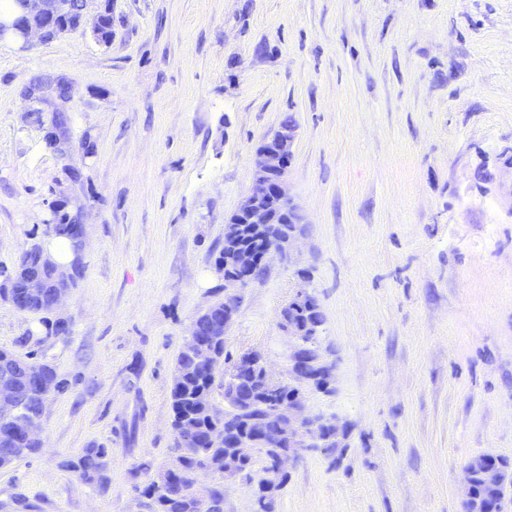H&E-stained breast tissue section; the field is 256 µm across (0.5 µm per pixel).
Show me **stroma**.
<instances>
[{"mask_svg":"<svg viewBox=\"0 0 512 512\" xmlns=\"http://www.w3.org/2000/svg\"><path fill=\"white\" fill-rule=\"evenodd\" d=\"M40 73L78 90L79 182L26 121ZM288 114L307 234L242 290L226 350L284 373L305 270L336 364L307 404L349 437L290 464L276 512H463L466 465L512 461V0H112L109 44L0 43V289L57 199L82 200L94 243L65 335L0 296V349L64 382L41 450L0 468V512H144L135 468L171 463L175 356L224 296V226ZM92 445L104 492L61 466Z\"/></svg>","mask_w":512,"mask_h":512,"instance_id":"35a3bbf8","label":"stroma"}]
</instances>
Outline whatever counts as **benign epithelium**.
<instances>
[{
  "label": "benign epithelium",
  "instance_id": "1",
  "mask_svg": "<svg viewBox=\"0 0 512 512\" xmlns=\"http://www.w3.org/2000/svg\"><path fill=\"white\" fill-rule=\"evenodd\" d=\"M47 0H14V12L0 15V42H11L21 50L30 49L35 42L44 41L48 24L45 3ZM59 10L52 16L59 19L61 27L68 29V20L76 24L75 30L84 29L88 12L87 0H58ZM76 94L74 83L64 75L40 74L33 77L23 90V97L30 102L27 114L35 112H68L69 103ZM71 124L53 127L47 135L55 142L57 156L67 160L75 150L70 135ZM296 136V124L290 122L279 126L274 134L257 150L253 187L238 211L229 219L231 224H275L280 215L287 214L296 224L306 223L305 216L293 202L285 188V177L292 157ZM75 208L76 259H81L85 224L84 205L79 199H69ZM298 233L288 241L258 250L238 239L224 240V251L233 257L230 266L220 265L216 270L224 278V312L212 325L210 336L216 338L226 334L234 322L239 297L234 288H244L253 282L256 268L267 269V262L277 256L284 261L290 257L293 246L300 240ZM73 270L57 269L53 288L52 309H58L65 301L74 277ZM46 288L44 280L35 274L28 276L20 299L35 296ZM322 315L315 294L305 285L296 289L293 298L281 311L280 327L288 333L290 344L287 354L285 377H276L269 368L264 354L258 350L243 353L238 364L224 370V421H231L236 428L215 433L212 439L224 443V471L217 473L207 467L197 473L219 481L221 484L242 479L243 465L252 457L266 460L261 470L259 487L262 495L257 497L256 512H274V499L268 494L286 476L288 463L304 453L316 452L320 448L339 447L344 437V428L334 418L310 411L306 405L305 391L314 388L320 392L333 390L335 364L328 361L322 352L323 323L315 322ZM288 383L293 390L283 400H271L268 394L282 390ZM264 393L261 404L264 415L278 422L274 447L259 445L262 434L254 429L247 431L249 423L239 410L242 405L256 401L258 393ZM21 397L9 380V374L0 370V413L11 414L20 406ZM492 488L512 485V465L508 461L492 456H483L475 469H465L464 496H469L472 479Z\"/></svg>",
  "mask_w": 512,
  "mask_h": 512
}]
</instances>
